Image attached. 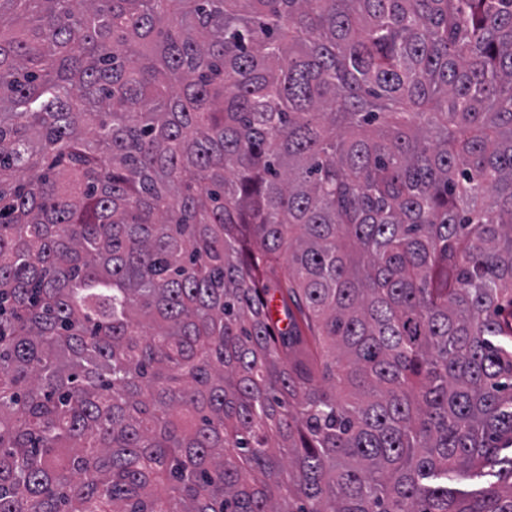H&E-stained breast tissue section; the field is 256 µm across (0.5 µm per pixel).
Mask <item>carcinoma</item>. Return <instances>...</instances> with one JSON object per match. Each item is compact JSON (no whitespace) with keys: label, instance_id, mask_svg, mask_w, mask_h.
<instances>
[{"label":"carcinoma","instance_id":"carcinoma-1","mask_svg":"<svg viewBox=\"0 0 512 512\" xmlns=\"http://www.w3.org/2000/svg\"><path fill=\"white\" fill-rule=\"evenodd\" d=\"M0 512H512V0H0Z\"/></svg>","mask_w":512,"mask_h":512}]
</instances>
